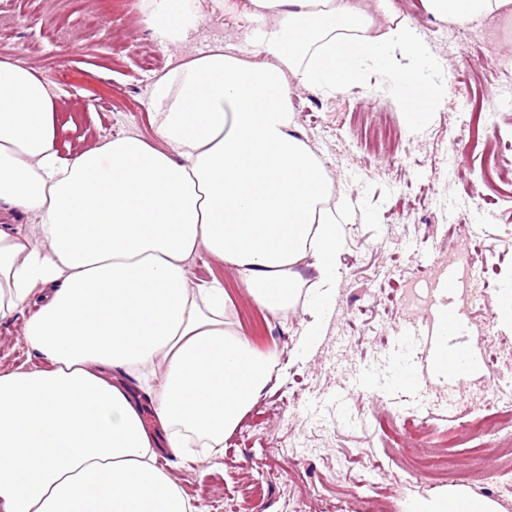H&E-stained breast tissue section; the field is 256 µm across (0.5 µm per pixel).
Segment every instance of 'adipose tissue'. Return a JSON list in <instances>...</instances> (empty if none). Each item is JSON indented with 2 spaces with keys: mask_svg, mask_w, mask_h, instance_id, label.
<instances>
[{
  "mask_svg": "<svg viewBox=\"0 0 512 512\" xmlns=\"http://www.w3.org/2000/svg\"><path fill=\"white\" fill-rule=\"evenodd\" d=\"M377 5L386 24L360 0H226L225 12L245 13L248 51L182 61L152 85L150 138H112L65 161L48 81L0 60V212L34 218L42 235L0 227V320L44 289L23 331L39 366L0 371V512H203L156 466L157 448L179 458L223 447L273 358L228 320L223 280L196 286L188 265L207 251L272 316L306 299L301 343L320 336L354 212L296 135L292 88L333 94L376 73L409 131L436 97L416 71V28L390 0ZM422 6L459 25L512 13V0ZM143 21L178 46L202 16L197 0H148ZM407 512L497 509L452 488Z\"/></svg>",
  "mask_w": 512,
  "mask_h": 512,
  "instance_id": "adipose-tissue-1",
  "label": "adipose tissue"
}]
</instances>
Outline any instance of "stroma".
Returning a JSON list of instances; mask_svg holds the SVG:
<instances>
[{
	"label": "stroma",
	"mask_w": 512,
	"mask_h": 512,
	"mask_svg": "<svg viewBox=\"0 0 512 512\" xmlns=\"http://www.w3.org/2000/svg\"><path fill=\"white\" fill-rule=\"evenodd\" d=\"M124 14L92 24L93 0H0V26L9 46L6 59L35 69L60 99L62 156L123 134L149 136L145 101L156 75L215 45L242 41L243 16L225 13L219 0H198L202 22L178 47L159 44L141 22L143 0H126ZM420 34L425 56L420 69L441 89L429 120L415 131L403 129L394 98L371 76L365 87L327 95L298 85L295 113H306L298 134L323 160L336 191L356 211L341 255L335 304L321 336L299 349L309 318L305 303L285 317L266 322L265 336L276 356L272 378L240 426H256L250 442L231 434L224 450L209 456L159 457L161 468L184 492L203 505L234 500L237 512H291L293 501L314 507L341 500L347 512L393 502L397 512L420 498L458 486L486 498L499 512H512V475L496 457L471 460L470 450L449 448L462 462L449 481L427 484L410 476L403 449L388 447L375 425L383 408L430 402L447 406L449 395L482 406L512 383L493 380L485 366L487 339L512 341L496 312L502 271L512 266V198L498 196L485 182L480 158L466 156L461 170L443 163L452 133L467 120L460 99L471 94L489 101L511 88L492 63L512 59V15L495 16L460 27L426 15L420 0H391ZM470 225L453 237L451 226ZM482 241L484 271L472 283L488 290L481 309L485 335L462 327L455 344L472 361L447 376L431 369L426 321L432 309H389L379 302L393 278L412 276L437 244L465 248ZM223 277L234 300V320L252 316L245 284L207 253L190 265L191 281ZM27 305L0 322V370L38 365L23 340ZM299 393L281 413L268 403L273 395Z\"/></svg>",
	"instance_id": "35a3bbf8"
}]
</instances>
